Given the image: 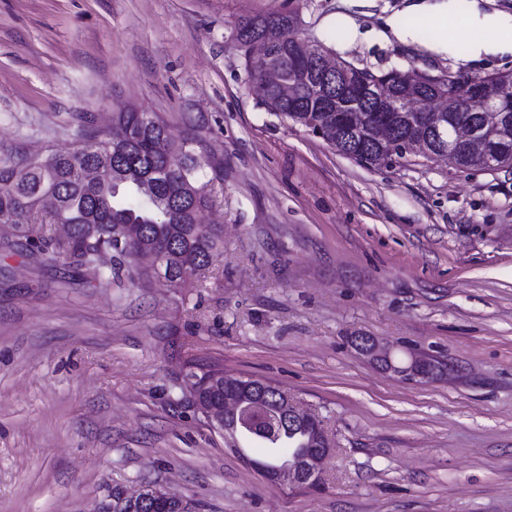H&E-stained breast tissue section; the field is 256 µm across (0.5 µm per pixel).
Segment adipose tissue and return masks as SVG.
I'll return each instance as SVG.
<instances>
[{
	"instance_id": "obj_1",
	"label": "adipose tissue",
	"mask_w": 512,
	"mask_h": 512,
	"mask_svg": "<svg viewBox=\"0 0 512 512\" xmlns=\"http://www.w3.org/2000/svg\"><path fill=\"white\" fill-rule=\"evenodd\" d=\"M412 14L428 21L436 38L429 45L430 51L453 53L463 51L465 59L480 57L502 48H512V15L494 13L483 15L480 19L482 33L473 37L466 49H459L453 35V24L457 16L451 0H439L438 4L412 6Z\"/></svg>"
}]
</instances>
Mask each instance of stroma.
I'll return each instance as SVG.
<instances>
[{
  "label": "stroma",
  "instance_id": "stroma-1",
  "mask_svg": "<svg viewBox=\"0 0 512 512\" xmlns=\"http://www.w3.org/2000/svg\"><path fill=\"white\" fill-rule=\"evenodd\" d=\"M417 0H0V154L73 145L132 103L193 122L224 167V249L194 287L113 281L0 247V512H96L161 483L200 512H512V172L371 168L266 111L233 33L293 13L358 68L512 71L427 50ZM411 29L402 42L388 28ZM442 362L402 381L352 344ZM272 382L334 448L316 486L267 481L190 397V367Z\"/></svg>",
  "mask_w": 512,
  "mask_h": 512
}]
</instances>
